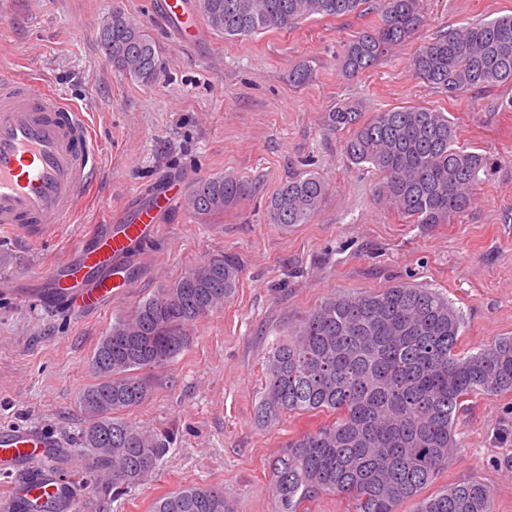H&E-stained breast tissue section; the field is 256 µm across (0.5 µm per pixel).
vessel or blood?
<instances>
[{
	"mask_svg": "<svg viewBox=\"0 0 512 512\" xmlns=\"http://www.w3.org/2000/svg\"><path fill=\"white\" fill-rule=\"evenodd\" d=\"M100 170L89 115L56 97L42 80L0 75V226L33 237L78 213ZM172 184L148 206L125 212L95 245L44 282L42 295L73 313L101 309L123 280L133 249L148 244L161 213L177 208ZM61 438L40 431H0V461L27 462Z\"/></svg>",
	"mask_w": 512,
	"mask_h": 512,
	"instance_id": "vessel-or-blood-1",
	"label": "vessel or blood"
}]
</instances>
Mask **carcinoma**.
<instances>
[{"instance_id": "carcinoma-1", "label": "carcinoma", "mask_w": 512, "mask_h": 512, "mask_svg": "<svg viewBox=\"0 0 512 512\" xmlns=\"http://www.w3.org/2000/svg\"><path fill=\"white\" fill-rule=\"evenodd\" d=\"M423 0H379L378 21L351 40L339 59L347 76L372 68L422 25ZM368 0H198L211 30L243 38L289 30L312 16L362 13ZM112 67L143 85L155 82L154 41L120 9L98 32ZM414 73L453 98L512 82V15L437 35L414 57ZM332 132L348 130L347 163L382 176L377 196L413 224H449L472 205L474 191L494 169L486 155L458 145L448 114L401 106L366 119L362 103L343 98L325 116ZM249 181L219 176L195 183L193 212L222 213L244 202ZM328 186L315 173L295 175L270 198L269 223L307 224ZM241 266L228 254L205 258L171 287L138 303L112 324L92 365L98 380L80 396L99 484L119 494L141 484L167 451L162 431L132 426L117 413L148 397L135 371L159 367L188 343L187 329L224 304ZM463 316L432 288L397 283L378 291L333 295L305 315L269 353L258 421L285 413H331L335 419L290 440L271 463L270 486L280 512L321 495H337L351 512H493V493L478 481L421 492L448 467L458 447L456 421L475 395L512 392V337L479 351H457ZM153 512H230L221 488L195 485L158 498Z\"/></svg>"}]
</instances>
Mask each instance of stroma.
I'll return each instance as SVG.
<instances>
[{"label":"stroma","mask_w":512,"mask_h":512,"mask_svg":"<svg viewBox=\"0 0 512 512\" xmlns=\"http://www.w3.org/2000/svg\"><path fill=\"white\" fill-rule=\"evenodd\" d=\"M163 0H0V72L43 79L89 112L101 169L86 204L35 239L0 229V430L53 432L59 476L81 512H152L188 485L223 488L233 512H279L268 466L289 439L319 424L309 414L259 425L265 360L289 327L326 297L395 283L436 289L460 308L463 349L512 336V84L451 98L412 70L438 32L512 14V0H423L424 23L377 65L351 78L337 68L349 40L376 14L310 18L291 30L232 39L203 28L183 40ZM123 8L155 41L161 72L149 86L113 70L98 26ZM307 63L310 82L292 68ZM366 112L426 105L447 112L460 143L494 159L471 208L450 224H412L376 203L378 177L347 166L344 132L324 117L337 99ZM320 174L328 196L307 224H271L266 202L289 177ZM248 179V200L219 214L181 208L133 257L135 277L97 312L74 314L29 296L108 224L166 180ZM236 255L242 271L224 305L189 329V345L141 370L149 396L123 420L173 435L156 470L124 494L99 495L83 454L79 396L95 383L94 352L114 321L170 287L206 256ZM454 464L434 488L476 479L494 512H512V392L470 401L457 422Z\"/></svg>","instance_id":"1"}]
</instances>
